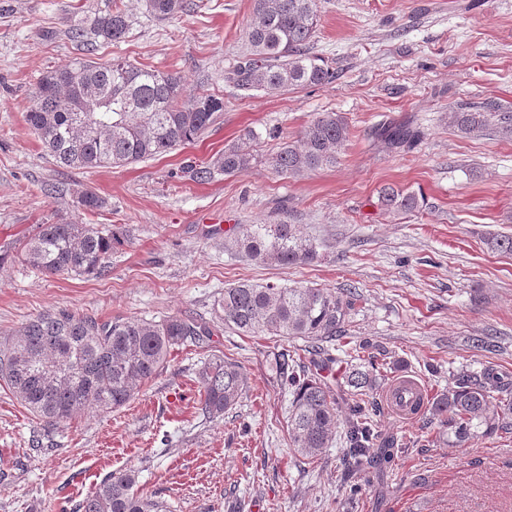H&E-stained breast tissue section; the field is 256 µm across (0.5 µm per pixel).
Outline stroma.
I'll return each instance as SVG.
<instances>
[{
  "label": "stroma",
  "mask_w": 512,
  "mask_h": 512,
  "mask_svg": "<svg viewBox=\"0 0 512 512\" xmlns=\"http://www.w3.org/2000/svg\"><path fill=\"white\" fill-rule=\"evenodd\" d=\"M170 20L143 0H0V254L37 225L116 224L127 232L98 278L0 265V336L30 318L70 309L106 320L190 313L210 320L225 288L241 282L352 289L340 344L371 343L381 365L371 395L382 436L406 441L393 464L348 471L333 444L314 459L288 445L290 397L272 369L288 344L230 328L175 350L135 398L87 411L49 431L0 382V512H68L110 474H138V488L171 512H512V429L451 448L429 414L402 422L384 408L399 374L431 395L452 371H512V256L488 234L512 235V139L495 126L464 135L449 113L494 101L512 110V0H318L311 53L335 68L328 85L244 94L228 80L249 53L253 0H189ZM120 6L130 27L96 59L123 58L180 77L186 91L223 95L224 110L194 143L122 167L66 169L44 152L25 115L45 72L82 50L65 31L78 14ZM340 113L348 138L336 165L298 175L268 163L321 113ZM416 121L408 151L374 141L385 118ZM254 129L257 161L204 183L186 161H209ZM423 194L415 213L386 211L381 188ZM106 201L85 212L78 192ZM296 224L318 246L309 264L282 267L228 252L247 224ZM479 337L493 348L477 347ZM303 352V341L289 344ZM243 368L248 388L223 422L195 414L196 369L211 355ZM43 446L33 449L34 435Z\"/></svg>",
  "instance_id": "1"
}]
</instances>
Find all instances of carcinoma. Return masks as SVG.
I'll return each instance as SVG.
<instances>
[{
  "label": "carcinoma",
  "instance_id": "cac0c4a2",
  "mask_svg": "<svg viewBox=\"0 0 512 512\" xmlns=\"http://www.w3.org/2000/svg\"><path fill=\"white\" fill-rule=\"evenodd\" d=\"M145 7L155 19L166 20L183 12L186 0H145ZM254 15L248 33L250 55L229 76L238 89L281 92L336 80L328 63L309 53L318 27L316 0H254ZM128 27V16L118 7L71 22L67 34L80 43L84 56L44 73L32 93L26 123L62 167L112 168L169 153L200 138L224 111V98L188 93L173 74L123 58L90 60L100 44L120 40ZM448 118L465 135L494 121L499 133L512 138V111L495 102L475 112H450ZM371 135L390 149H400L417 142L422 130L410 120L386 121ZM257 137L247 129L210 163L188 162L182 171L197 183L243 172L256 162L250 142ZM347 138L343 116L325 112L300 140L284 143L269 163L291 175L333 166ZM424 204V196L393 187L378 194V205L387 211L413 213ZM104 205L105 200L91 191L77 197V206L86 212L95 213ZM122 239L123 232L110 224H42L20 244L15 258L51 275L99 276L107 271L112 248ZM486 245L512 255L510 235H491ZM231 246L256 260L287 267L318 257L316 243L294 224H252L231 240ZM355 301L351 290L240 283L224 289L211 322L187 314L100 320L67 309L46 312L0 338V381L49 428L88 410L108 413L125 406L143 383L165 368L171 351L204 341L219 325L243 335L300 338L308 343V362L283 348L273 354V370L291 396L289 445L295 455L313 459L329 447L338 428V404L330 400L321 372L337 361L330 345L341 335ZM343 380L352 402L340 444L348 469L362 471L376 459L375 407L364 396L377 388L378 371L352 363ZM195 381L201 392L197 413L211 422L224 419L247 385L242 368L216 354L195 371ZM428 411L448 445L466 447L507 424L512 374L492 366L462 368L450 375L448 391L435 398ZM137 483L134 470L113 473L78 501L73 512H166L163 502L140 494Z\"/></svg>",
  "mask_w": 512,
  "mask_h": 512
}]
</instances>
